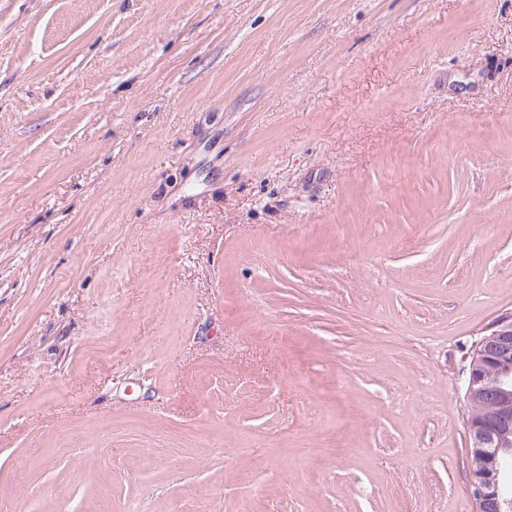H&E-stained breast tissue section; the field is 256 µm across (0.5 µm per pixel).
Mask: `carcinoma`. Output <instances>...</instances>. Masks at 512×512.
I'll return each mask as SVG.
<instances>
[{
	"mask_svg": "<svg viewBox=\"0 0 512 512\" xmlns=\"http://www.w3.org/2000/svg\"><path fill=\"white\" fill-rule=\"evenodd\" d=\"M484 349L493 353L488 362L480 356ZM470 362L477 372L474 386L466 390L470 421L494 432L491 444L478 446L470 442L471 473L475 476L500 473L504 464L512 466V334L496 336L478 347ZM475 508L476 512H512V507L506 506L492 488L487 489Z\"/></svg>",
	"mask_w": 512,
	"mask_h": 512,
	"instance_id": "carcinoma-1",
	"label": "carcinoma"
}]
</instances>
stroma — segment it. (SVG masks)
I'll return each instance as SVG.
<instances>
[{"label":"stroma","mask_w":512,"mask_h":512,"mask_svg":"<svg viewBox=\"0 0 512 512\" xmlns=\"http://www.w3.org/2000/svg\"><path fill=\"white\" fill-rule=\"evenodd\" d=\"M512 311V0H0V512H474ZM511 320L510 312L493 322L485 331L496 337L480 346L487 338L492 337L484 336L478 349L473 352L468 370L470 372L474 362L477 376L473 387L470 386L468 377L465 394L471 413L470 423L475 421L494 432L493 443L481 446H476L469 434L471 473L475 476L494 473L500 486H506L501 479L502 469L507 466L503 461L512 466V333L509 336L498 334L501 329H511ZM484 348L495 355L489 362L480 356ZM477 423L471 424V431L484 444L488 431ZM471 486L472 493L479 502L475 503L476 512H512V506L510 508L503 503L504 497L512 500V485L506 486L508 493L503 497H497L494 488L487 489L481 477L472 479Z\"/></svg>","instance_id":"stroma-1"}]
</instances>
